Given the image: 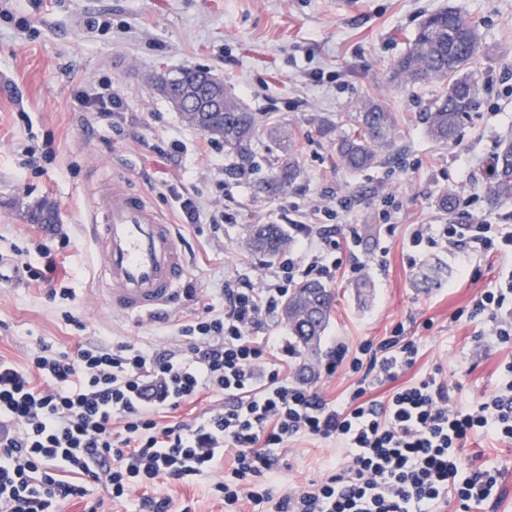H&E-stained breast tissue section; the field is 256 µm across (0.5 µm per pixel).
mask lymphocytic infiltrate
I'll return each mask as SVG.
<instances>
[{"mask_svg":"<svg viewBox=\"0 0 512 512\" xmlns=\"http://www.w3.org/2000/svg\"><path fill=\"white\" fill-rule=\"evenodd\" d=\"M354 225L334 230L301 222L273 266L249 265L224 280V304H202L178 325V345L78 338L73 349L38 342L25 362L0 356V512H61L85 501L134 505L135 512L175 508L158 484L209 480L224 512H494L500 472L461 469L458 448L482 434L512 442V362L498 389L481 401L459 400L436 375L397 385L386 399L373 390L412 368L420 344L396 326L354 354L339 350L325 366L348 362L357 376L331 403L286 373L289 347L263 335L296 280L333 281L341 244H356ZM411 249L439 247L460 268L473 258L512 255V225L417 224ZM479 337L512 343V271L467 308ZM210 395L214 405L179 418L183 404ZM333 440L346 467L306 486L277 492L281 450L300 438ZM229 469L220 470L224 456Z\"/></svg>","mask_w":512,"mask_h":512,"instance_id":"obj_1","label":"lymphocytic infiltrate"}]
</instances>
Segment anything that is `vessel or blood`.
Listing matches in <instances>:
<instances>
[{"label":"vessel or blood","mask_w":512,"mask_h":512,"mask_svg":"<svg viewBox=\"0 0 512 512\" xmlns=\"http://www.w3.org/2000/svg\"><path fill=\"white\" fill-rule=\"evenodd\" d=\"M92 208L100 218L91 233L112 312L134 319L168 313L189 273L173 225L146 196L119 185L96 196Z\"/></svg>","instance_id":"vessel-or-blood-1"}]
</instances>
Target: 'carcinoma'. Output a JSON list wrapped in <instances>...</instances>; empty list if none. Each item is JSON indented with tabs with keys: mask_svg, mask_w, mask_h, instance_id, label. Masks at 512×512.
<instances>
[{
	"mask_svg": "<svg viewBox=\"0 0 512 512\" xmlns=\"http://www.w3.org/2000/svg\"><path fill=\"white\" fill-rule=\"evenodd\" d=\"M482 48L477 26L459 10L446 7L427 14L421 21L408 51L393 63V78L405 85L440 83L441 96L425 113V131L438 145L456 141L461 121L474 107L479 85L472 75L471 64ZM224 133L210 136L224 141V149L239 160L236 173L251 168L254 159L253 140L257 137L258 117L240 102L224 94V111L212 115ZM352 130L336 138V158L341 168L362 172L381 164L389 157L398 138L395 114L388 106L369 99L354 106ZM278 137L283 150L272 163L270 175L262 190L286 193L293 187L300 171L295 163V144L279 127L270 129ZM487 190L495 202H512V139L504 140L487 164ZM55 215L47 201L31 206L25 217L42 222L43 213ZM288 236L278 224H264L249 234L245 247L264 256L274 257L284 251ZM334 302V295L318 280H307L293 289L283 308V319L297 347L318 352Z\"/></svg>",
	"mask_w": 512,
	"mask_h": 512,
	"instance_id": "1",
	"label": "carcinoma"
}]
</instances>
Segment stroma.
Here are the masks:
<instances>
[{"mask_svg":"<svg viewBox=\"0 0 512 512\" xmlns=\"http://www.w3.org/2000/svg\"><path fill=\"white\" fill-rule=\"evenodd\" d=\"M0 13V254L43 266L38 243H47L58 274L73 288L72 301L49 299L29 278L0 286V355L23 362L38 341L61 350L86 326L88 340L108 338L157 347L176 343L178 322L198 301L222 307L224 280L239 263L259 261L244 245L256 224L288 226L312 209L325 208L330 225H355L360 244L343 250L344 265L361 261L362 275L337 276L335 295L318 355L298 352L288 362L327 401H339L354 382L347 365L334 374L322 366L338 348L355 351L381 340L396 325L417 337L421 356L401 382L438 372L441 381L473 402L496 389L512 344L478 339L476 326L460 319L471 299L492 286L502 260H473L459 272L442 249H407L411 225L433 219L466 223L480 217L498 223L511 203H491L485 164L498 142L512 138V0H354L339 12L334 0H7ZM453 7L478 26L482 51L474 70L480 85L475 109L455 143L428 139L424 113L441 89L404 86L392 79V63L405 53L424 14ZM98 27H89V20ZM195 66L223 81L231 95L260 121L287 129L297 145L300 180L285 194L258 193L277 143L259 135L253 171L234 174V155L222 142L188 124L154 85L164 71ZM118 93L128 116L102 121L74 109L77 91ZM375 97L395 113L400 137L396 162L356 175L336 162L321 123L347 128L356 103ZM122 183L148 195L168 223L176 224L189 264L185 294L165 317L133 321L104 301L96 247L85 230L98 190ZM180 183L203 205L196 227L177 224L163 183ZM457 190L454 212L438 206ZM50 201L53 225L31 224L26 206ZM231 219L212 226L208 212ZM394 224L382 236V224ZM366 290H358V283ZM460 454L472 466L499 469L503 494L496 512H512V446L469 438ZM277 489L325 477L345 465L329 441L300 440L281 451Z\"/></svg>","mask_w":512,"mask_h":512,"instance_id":"35a3bbf8","label":"stroma"}]
</instances>
